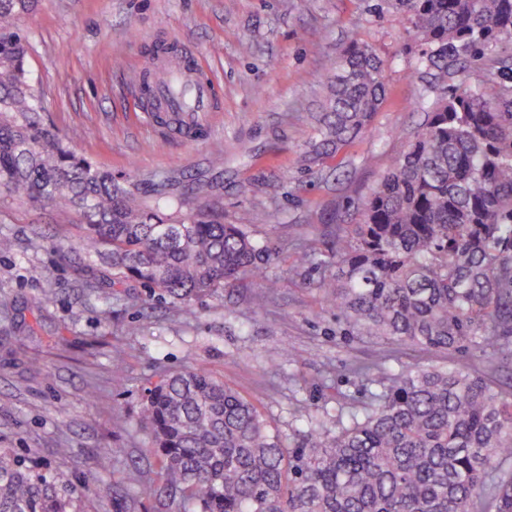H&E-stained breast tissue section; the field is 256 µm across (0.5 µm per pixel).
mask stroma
I'll list each match as a JSON object with an SVG mask.
<instances>
[{"label":"stroma","instance_id":"1","mask_svg":"<svg viewBox=\"0 0 512 512\" xmlns=\"http://www.w3.org/2000/svg\"><path fill=\"white\" fill-rule=\"evenodd\" d=\"M21 24L45 127L65 140L80 131L79 154L117 176L135 172L144 190L200 182L203 204L225 223L250 213L246 230L279 281L269 292L247 278L189 307L137 283L113 285L106 298L87 286L102 260L83 250L75 210L0 197V235L14 242L0 253V450L63 486L94 475L105 493L80 512H165L150 492L158 462L139 417L149 389L189 366L252 398L287 447L309 416L370 407L368 367L461 365L512 401V368L490 354L449 357L349 333L322 290L323 268L298 267L294 250L304 241L328 254L428 112L452 90L497 78L512 45L438 82L393 0H38ZM355 39L383 61L385 99L356 139L309 160L325 82ZM161 43L196 55L215 84L219 111L198 136L144 117L140 86ZM271 211L278 223L267 222ZM60 244L72 253L60 255ZM115 484L125 497L112 498Z\"/></svg>","mask_w":512,"mask_h":512}]
</instances>
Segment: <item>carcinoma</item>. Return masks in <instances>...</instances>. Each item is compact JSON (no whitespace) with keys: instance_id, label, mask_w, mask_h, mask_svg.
I'll return each mask as SVG.
<instances>
[{"instance_id":"cac0c4a2","label":"carcinoma","mask_w":512,"mask_h":512,"mask_svg":"<svg viewBox=\"0 0 512 512\" xmlns=\"http://www.w3.org/2000/svg\"><path fill=\"white\" fill-rule=\"evenodd\" d=\"M422 65L448 75L512 41V0H394ZM36 0H0V193L64 200L85 242L118 281L190 305L260 277V249L241 224L198 205L200 192L147 195L45 128L26 69L19 21ZM328 113L312 154L337 152L385 95L371 47H345L327 80ZM326 293L354 331L422 349L487 350L512 365V84L490 80L439 102L372 190L358 224L321 262ZM364 412L328 413L284 450L252 401L192 366L163 379L140 416L160 464L153 493L184 512H512V405L459 368L416 367L369 379ZM336 427L328 433L326 424ZM88 478L61 488L0 451V512H77Z\"/></svg>"}]
</instances>
